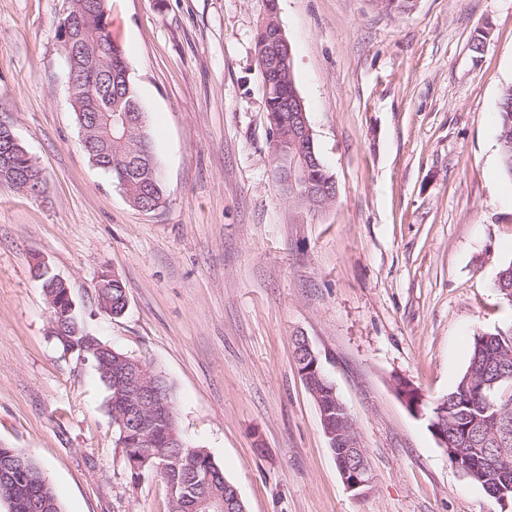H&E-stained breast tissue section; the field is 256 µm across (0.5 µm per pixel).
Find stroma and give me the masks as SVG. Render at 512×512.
Returning <instances> with one entry per match:
<instances>
[{"instance_id":"1","label":"stroma","mask_w":512,"mask_h":512,"mask_svg":"<svg viewBox=\"0 0 512 512\" xmlns=\"http://www.w3.org/2000/svg\"><path fill=\"white\" fill-rule=\"evenodd\" d=\"M149 119L165 203L144 212L92 165L56 36L65 0H0V119L46 180L0 183V447L19 448L62 512H168L135 482L92 362L50 336L34 254L99 340L174 387L185 440L246 512H512L452 465L394 391L434 402L475 334L512 327V180L497 141L512 86V0H278L297 90L337 197L302 209L274 176L255 38L267 0H106ZM125 285L113 318L101 271ZM308 337L372 470L344 486L294 359Z\"/></svg>"}]
</instances>
